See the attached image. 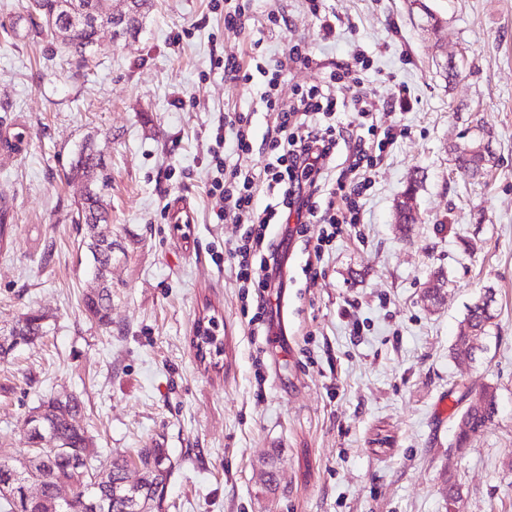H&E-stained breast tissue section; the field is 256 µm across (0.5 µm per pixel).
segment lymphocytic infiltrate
<instances>
[{
  "instance_id": "lymphocytic-infiltrate-1",
  "label": "lymphocytic infiltrate",
  "mask_w": 512,
  "mask_h": 512,
  "mask_svg": "<svg viewBox=\"0 0 512 512\" xmlns=\"http://www.w3.org/2000/svg\"><path fill=\"white\" fill-rule=\"evenodd\" d=\"M281 72L276 66L260 73L267 79L261 101L273 118L266 140L269 159L263 169L246 173L240 166L253 151L248 135L251 119L244 112L225 113L215 134L217 148L211 153L210 163L217 171L211 193L219 200L218 220L250 225L232 251L235 277L244 289L262 291L269 286L266 272L278 253L270 226L280 216L294 218L293 233L300 237L306 236L311 219H319L323 230L312 247L317 258L340 225L359 223L358 198L371 182L380 153L391 149L398 137L390 128L381 132L373 124L362 126V119L373 114L369 104L359 106L358 118L349 129L338 126V73L329 72L319 84L298 90L286 102L275 93ZM228 131L234 135L233 150L238 157L232 165L219 149ZM261 189L269 202L259 213L254 198Z\"/></svg>"
}]
</instances>
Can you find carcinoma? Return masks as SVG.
<instances>
[{"label": "carcinoma", "mask_w": 512, "mask_h": 512, "mask_svg": "<svg viewBox=\"0 0 512 512\" xmlns=\"http://www.w3.org/2000/svg\"><path fill=\"white\" fill-rule=\"evenodd\" d=\"M34 10L43 21V27L50 28V22H55V28L67 30L73 26V13L65 8L67 0H33ZM130 14L127 20L116 18L112 24L117 26L114 35L120 36L136 28L141 9L147 5V0H128ZM457 167L466 172L476 174L482 168V158L467 150L455 149ZM69 178L72 180H89L86 191L71 212V223L84 226V243L89 251L94 265V273H99L101 267L112 254V244L105 240L112 236L105 189L111 182V176L106 171L101 153L90 145H84L71 163ZM112 309V291L102 288L98 293L85 295L84 310L92 320L103 325L108 324L109 311ZM494 313L491 305L475 302L468 307L464 329L456 336L452 354L459 358L465 352L469 342L486 335ZM44 315L31 311L17 320L19 335L31 343L43 336L45 325ZM193 347L200 359L220 352L221 342L218 336H194ZM36 409L43 411L45 420L49 423L58 440L69 446L73 453L83 454L87 463L77 470L71 465V458L61 454L54 448L42 449L41 466L36 468L37 476L43 481L44 501L23 508V512H54L49 507L58 484L65 483L75 489L69 512H79L80 497L95 479L101 474L108 479L104 491V506L102 512H134V501H150L151 512H161L165 481L172 468L167 450L164 448H140L133 454H118L104 460L100 459L94 449L90 448V438L85 429L77 422L82 410V402L74 394L58 397L49 394L41 399ZM497 412V400L491 399L482 406H467L462 412L466 427L465 436L456 440L457 447L466 444L467 435L484 431L490 425ZM135 466L142 473L141 482L129 485L125 483V475L130 467ZM27 473L20 459H0V482L17 473Z\"/></svg>", "instance_id": "obj_1"}]
</instances>
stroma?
<instances>
[{
  "label": "stroma",
  "mask_w": 512,
  "mask_h": 512,
  "mask_svg": "<svg viewBox=\"0 0 512 512\" xmlns=\"http://www.w3.org/2000/svg\"><path fill=\"white\" fill-rule=\"evenodd\" d=\"M30 0H0V122L27 133L0 149V326L30 310L46 335L0 359V459L16 456L31 408L77 393L78 418L101 453L155 446L173 463L162 512H446L445 478L463 512H512V0H252L241 27L212 0H151L140 26L102 30L87 69L38 34ZM278 11L286 23L268 22ZM331 33H324L323 22ZM180 43H173L174 34ZM278 94L364 56L354 90L374 99L396 144L321 262L307 238L276 234L280 266L259 324L230 249L246 225L221 223L209 193L220 115H251L253 153L268 156L272 119L263 77L245 87L212 65L223 50L272 65L296 43ZM403 107L384 103L395 94ZM488 145L475 177L454 171L451 147ZM112 173L111 323L89 321L92 264L70 220L80 195L67 173L86 143ZM417 178L418 222L402 235L395 209ZM194 222L177 231L169 208ZM439 287L438 303L425 289ZM494 291V325L474 360L452 344L468 307ZM212 316L222 353L192 345ZM495 387L498 413L465 447L458 398ZM275 487H268V475Z\"/></svg>",
  "instance_id": "obj_1"
}]
</instances>
